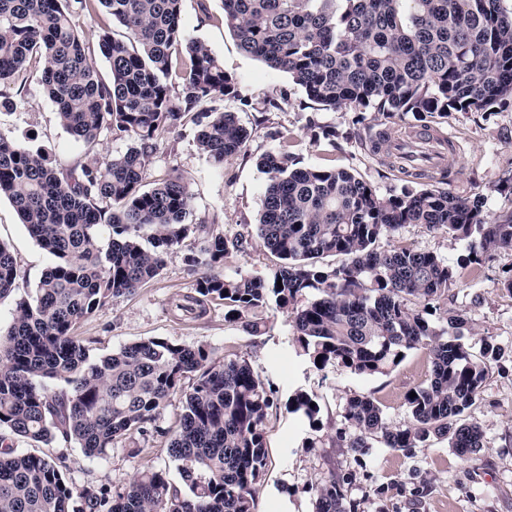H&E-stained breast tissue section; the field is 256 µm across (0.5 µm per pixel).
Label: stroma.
Listing matches in <instances>:
<instances>
[{
    "instance_id": "obj_1",
    "label": "stroma",
    "mask_w": 512,
    "mask_h": 512,
    "mask_svg": "<svg viewBox=\"0 0 512 512\" xmlns=\"http://www.w3.org/2000/svg\"><path fill=\"white\" fill-rule=\"evenodd\" d=\"M209 9L212 20L201 21L196 0H183V27L207 44L222 60L225 72L237 79V97L224 98L220 107L235 113L250 137L241 154L218 168L198 149L195 124H185L163 136L144 180L150 183L178 172L191 196L189 223H214L231 242L246 239L244 251L231 252L220 266L221 274L267 276L279 264L250 238L266 184L259 160L277 148L282 132L293 136L292 151L301 165L347 169L387 195L400 192L404 177L389 168L385 152H371V133L382 129L396 138L410 129L434 128L451 135L464 149L447 179L448 191L480 200L484 214L491 218L512 210V195L498 190L502 178L512 171V110L490 116L452 112L445 117L369 112L362 118L343 110H316L288 73L269 69L240 49L221 21L222 0H209ZM23 77L22 97H0V132L42 149L54 165H71L83 154V145L60 125L56 108L34 71L24 72ZM283 89L288 101L281 110L264 111V101ZM315 124L335 128V139L315 137L311 130ZM203 238L200 231L190 234L170 251L160 276L97 309L77 324L74 334L93 359L150 338L182 345L204 343L216 360L244 357L256 373L273 381L277 406L266 427L269 458L256 494V512H314L311 486L332 471L350 478L348 490L359 503L358 512H512V293L499 286L512 267V251L484 254L477 272L449 289L435 316L444 328L449 311L461 312L467 320L462 341L472 353H479L487 338L501 349L489 372L485 398L474 410L484 427L485 444L477 465L471 467L460 461L447 440L435 437L426 447L408 453L377 444L360 455L336 445L342 406L351 396L375 397L389 424L406 420L404 396L430 372L425 351L409 352L385 375L364 376L331 366L320 370L293 342L288 312L276 306L262 311L263 326L257 334L244 323L225 321L219 300L210 302L199 318L175 312V302L194 289L197 274L188 259L199 253ZM0 241L9 246L17 262L16 287L0 298L3 330L17 302L34 297L53 258L28 234L4 197H0ZM393 241L414 244L447 259L468 254L472 244L471 239H451L420 224L401 228ZM298 390L318 403L317 427L288 412V398ZM184 403L183 394L173 395L155 417L156 434L117 439L103 459L86 457L79 445L58 436L47 444L25 441L21 447L51 457L76 489L94 485L117 493L147 466L166 471L177 485L181 482L178 463L168 454L166 433L176 429Z\"/></svg>"
}]
</instances>
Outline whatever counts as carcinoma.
<instances>
[{
  "label": "carcinoma",
  "instance_id": "carcinoma-1",
  "mask_svg": "<svg viewBox=\"0 0 512 512\" xmlns=\"http://www.w3.org/2000/svg\"><path fill=\"white\" fill-rule=\"evenodd\" d=\"M501 2L224 0L223 20L245 53L288 73L322 110L492 113L512 107V17ZM98 4L123 28L95 31L106 79L80 25ZM182 4L0 0V95L38 65L60 124L86 145L75 164L57 168L0 134V196L54 258L36 297L17 303L0 335V512H255L275 404L270 380L244 358L215 361L204 344L152 338L93 361L74 336L82 319L156 278L168 253L203 228L186 222L190 196L180 175L144 182L161 132L193 115L197 146L218 167L249 138L233 113L212 107L238 96L237 81L209 46L185 33ZM112 132L130 144L103 158L95 145ZM260 166L267 183L256 238L280 264L266 278L222 276L215 268L243 243L213 232L192 258L203 272L183 310L203 315L218 298L224 318L236 322L273 303L290 312L293 340L321 370L386 374L399 355L425 350L430 374L412 388L415 397L405 396L407 420L390 426L374 397L353 395L336 445L363 455L375 442L408 451L444 437L462 462L474 461L485 432L471 410L484 400L498 347L487 341L476 356L460 336L445 337L432 320L433 302L448 298L481 255L512 250V212L490 220L477 202L430 183L381 196L346 169L297 166L287 141ZM407 224L479 241L454 262L416 245L380 247ZM328 256L344 260L327 269L321 260ZM16 275V259L0 243V297ZM310 288L321 296L301 303ZM191 373L197 378L167 447L186 494L151 468L116 495L103 486L76 491L52 459L14 444L59 433L86 456L105 458L116 439L146 434ZM312 402L299 390L288 412L313 426L319 406ZM346 484L331 472L311 486L315 512H357Z\"/></svg>",
  "mask_w": 512,
  "mask_h": 512
}]
</instances>
